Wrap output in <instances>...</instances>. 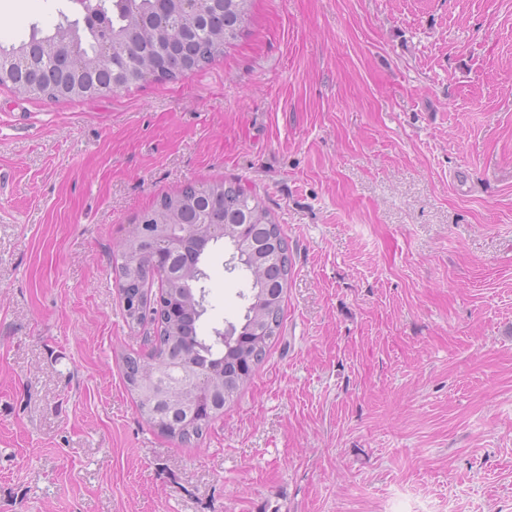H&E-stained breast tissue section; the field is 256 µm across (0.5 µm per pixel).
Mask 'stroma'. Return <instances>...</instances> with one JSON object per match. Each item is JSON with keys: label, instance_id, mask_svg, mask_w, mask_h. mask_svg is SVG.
Wrapping results in <instances>:
<instances>
[{"label": "stroma", "instance_id": "obj_1", "mask_svg": "<svg viewBox=\"0 0 512 512\" xmlns=\"http://www.w3.org/2000/svg\"><path fill=\"white\" fill-rule=\"evenodd\" d=\"M73 0H0V45ZM238 182L285 316L201 440L148 425L112 259ZM223 245L204 321H239ZM512 512V0H254L226 55L54 101L0 88V512Z\"/></svg>", "mask_w": 512, "mask_h": 512}]
</instances>
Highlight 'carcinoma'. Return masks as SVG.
I'll return each mask as SVG.
<instances>
[{"label":"carcinoma","mask_w":512,"mask_h":512,"mask_svg":"<svg viewBox=\"0 0 512 512\" xmlns=\"http://www.w3.org/2000/svg\"><path fill=\"white\" fill-rule=\"evenodd\" d=\"M84 9V31L81 40L84 63L88 67V83L105 89L126 90L144 82L142 72L159 61H169L180 65L178 74L203 70L208 67L225 49L243 33L251 17L254 0H216L206 5L201 13H191L186 18V36L177 31L164 45V52H158L150 43V30L146 22L155 16L154 0H73ZM62 22L54 32L39 35L33 31L30 38L12 49L35 50L46 40L59 41L79 32L78 22L61 14ZM138 31L136 38L127 45L128 56L121 69L133 73L134 80H127L101 60V45L104 34ZM73 73L62 67L38 65L36 67H16L3 78V85L20 93L39 88V95L58 100L68 99ZM223 200L224 220L231 224L246 226L244 234L231 229L224 235L209 236L198 246L197 254L190 263L180 266L183 272L181 288L191 290L182 295L178 312L169 314L158 321L157 310L142 312L140 321L150 320L152 332L145 336L153 346L157 357L165 360L162 371L165 382L175 386L179 398L172 428L177 430L175 437L188 440L200 439L209 426L201 421L185 428V409L194 393L201 388L200 374H187L178 369L180 360L188 357L201 369L211 365L223 367L224 385L227 393H218L214 404L217 413H224V405L231 400L247 383V365L260 364L265 359L268 344L280 333L284 320L283 293L291 272V258L288 240L279 224L272 217L265 201L257 194L233 182H216L201 186L187 185L180 190L161 196L155 204L139 215L144 224H161L174 220L176 224H200L206 217L218 213L217 200ZM253 250L252 257L238 258L234 268L241 271L247 282V292L242 297L247 300L243 322L233 326L234 334L253 336L255 340L247 345L228 340L222 328L211 327L209 333L199 331V322L207 313L206 282L209 274L204 267V256L212 245L224 241L237 255L239 240ZM116 265L126 281L133 288L145 287L149 277L159 273V267L152 257H140L135 245L125 240L116 257ZM125 378L129 389L137 392L134 382L141 377L153 375V364L147 358L126 357Z\"/></svg>","instance_id":"1"}]
</instances>
